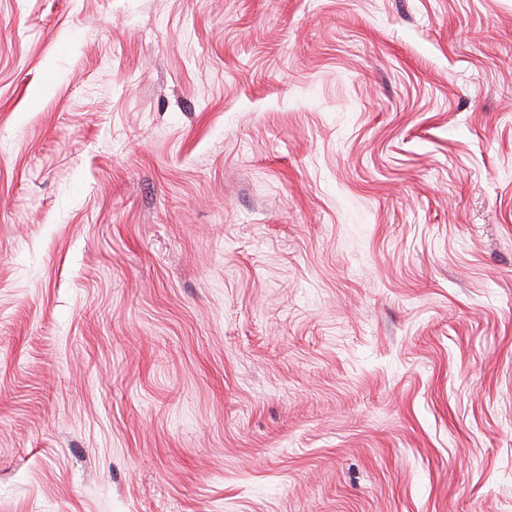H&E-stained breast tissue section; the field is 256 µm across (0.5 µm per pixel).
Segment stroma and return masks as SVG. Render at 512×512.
I'll return each mask as SVG.
<instances>
[{"mask_svg":"<svg viewBox=\"0 0 512 512\" xmlns=\"http://www.w3.org/2000/svg\"><path fill=\"white\" fill-rule=\"evenodd\" d=\"M0 512H512V0H0Z\"/></svg>","mask_w":512,"mask_h":512,"instance_id":"stroma-1","label":"stroma"}]
</instances>
